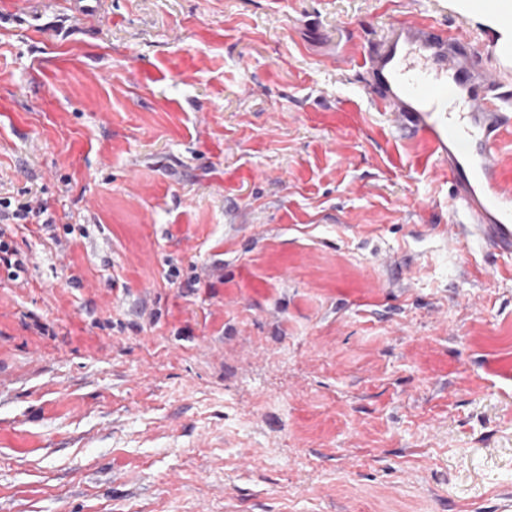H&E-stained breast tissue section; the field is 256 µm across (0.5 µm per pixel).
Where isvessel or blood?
I'll return each instance as SVG.
<instances>
[{
  "label": "vessel or blood",
  "mask_w": 512,
  "mask_h": 512,
  "mask_svg": "<svg viewBox=\"0 0 512 512\" xmlns=\"http://www.w3.org/2000/svg\"><path fill=\"white\" fill-rule=\"evenodd\" d=\"M490 59L483 64L468 30L404 17L357 66L372 108L391 113L397 129L421 136L430 159L447 165L449 240L512 255V178L498 160L512 135V61L496 52Z\"/></svg>",
  "instance_id": "b4317fda"
}]
</instances>
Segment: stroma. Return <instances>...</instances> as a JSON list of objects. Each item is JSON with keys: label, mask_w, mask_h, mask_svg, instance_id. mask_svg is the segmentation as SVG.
I'll use <instances>...</instances> for the list:
<instances>
[{"label": "stroma", "mask_w": 512, "mask_h": 512, "mask_svg": "<svg viewBox=\"0 0 512 512\" xmlns=\"http://www.w3.org/2000/svg\"><path fill=\"white\" fill-rule=\"evenodd\" d=\"M459 0H0V512H512V255L368 103Z\"/></svg>", "instance_id": "35a3bbf8"}]
</instances>
